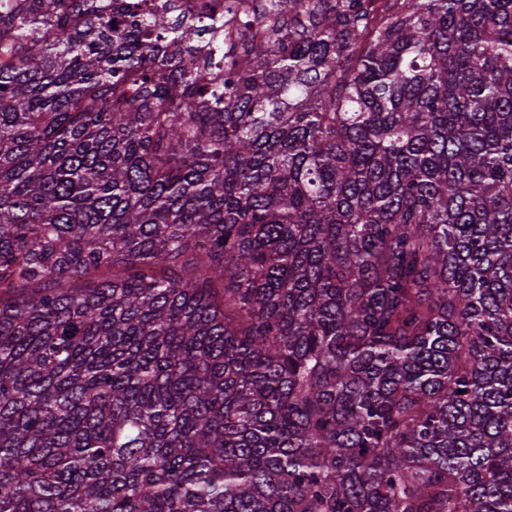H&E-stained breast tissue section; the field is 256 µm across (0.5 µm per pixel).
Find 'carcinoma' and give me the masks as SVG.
Returning <instances> with one entry per match:
<instances>
[{
    "mask_svg": "<svg viewBox=\"0 0 512 512\" xmlns=\"http://www.w3.org/2000/svg\"><path fill=\"white\" fill-rule=\"evenodd\" d=\"M58 2L0 0V512H512V0Z\"/></svg>",
    "mask_w": 512,
    "mask_h": 512,
    "instance_id": "cac0c4a2",
    "label": "carcinoma"
}]
</instances>
